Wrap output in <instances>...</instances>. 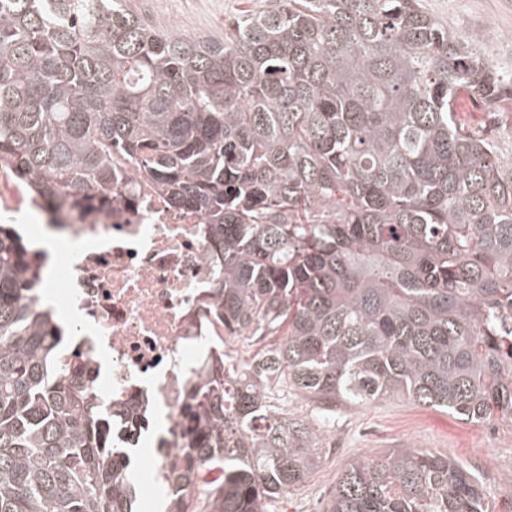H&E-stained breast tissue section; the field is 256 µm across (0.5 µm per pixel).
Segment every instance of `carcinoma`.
<instances>
[{
	"instance_id": "obj_1",
	"label": "carcinoma",
	"mask_w": 512,
	"mask_h": 512,
	"mask_svg": "<svg viewBox=\"0 0 512 512\" xmlns=\"http://www.w3.org/2000/svg\"><path fill=\"white\" fill-rule=\"evenodd\" d=\"M118 156L209 225L224 330L280 337L241 374L205 364L159 470L168 512H265L308 479L319 428L276 405L287 389L328 415H512V71L420 0H268L221 40L123 0H0V171L79 210ZM27 256L0 224V512H140L145 422L64 364ZM322 512L493 510L459 463L398 448L351 463ZM137 450L136 457V467L131 466L130 470L132 471V476L135 481V488L140 497H145L142 491V484L146 478V474L149 472L147 468V462L149 461L146 458L147 454H154L156 447L155 442L148 435L142 437Z\"/></svg>"
}]
</instances>
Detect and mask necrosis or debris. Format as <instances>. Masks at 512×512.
I'll return each instance as SVG.
<instances>
[{"label":"necrosis or debris","mask_w":512,"mask_h":512,"mask_svg":"<svg viewBox=\"0 0 512 512\" xmlns=\"http://www.w3.org/2000/svg\"><path fill=\"white\" fill-rule=\"evenodd\" d=\"M124 174L112 200L49 215L53 239L79 250H33L31 262L56 312L74 314L65 360L84 364L92 388L116 402H145L166 431L153 469L173 459L186 427L182 411L202 372L203 349L238 356L240 340L209 314L217 260L202 215L175 208L150 179Z\"/></svg>","instance_id":"1"}]
</instances>
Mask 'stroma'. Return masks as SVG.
<instances>
[{
	"label": "stroma",
	"instance_id": "stroma-1",
	"mask_svg": "<svg viewBox=\"0 0 512 512\" xmlns=\"http://www.w3.org/2000/svg\"><path fill=\"white\" fill-rule=\"evenodd\" d=\"M264 0H124L141 20L196 36H223L228 23ZM444 26L466 33L499 67L512 68V0H421ZM322 459L299 490L269 502L268 512H321L341 472L354 461L393 448H420L448 457L477 478L497 512H512V419L472 424L413 402L385 399L336 408L321 434Z\"/></svg>",
	"mask_w": 512,
	"mask_h": 512
}]
</instances>
